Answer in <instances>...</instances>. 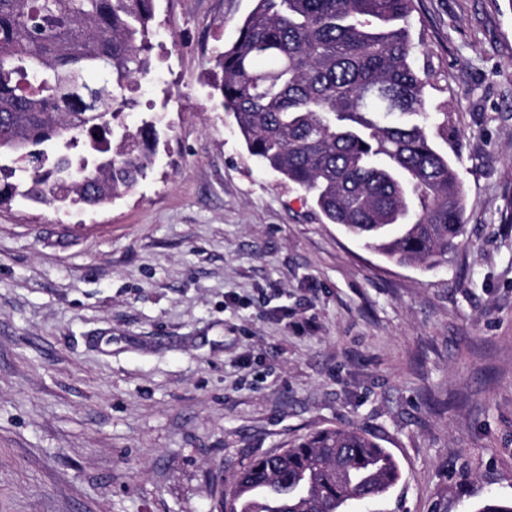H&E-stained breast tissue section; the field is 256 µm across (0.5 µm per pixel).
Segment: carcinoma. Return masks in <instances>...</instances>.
Returning a JSON list of instances; mask_svg holds the SVG:
<instances>
[{"label": "carcinoma", "mask_w": 512, "mask_h": 512, "mask_svg": "<svg viewBox=\"0 0 512 512\" xmlns=\"http://www.w3.org/2000/svg\"><path fill=\"white\" fill-rule=\"evenodd\" d=\"M156 0H0V207L103 208L152 164L151 117L112 124L147 74ZM415 0H254L215 57L214 89L249 153L332 224L401 266L468 241L465 194L430 137L408 20ZM400 479L367 433L320 429L243 466L220 512H347Z\"/></svg>", "instance_id": "obj_1"}]
</instances>
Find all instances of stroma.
Returning <instances> with one entry per match:
<instances>
[{"mask_svg":"<svg viewBox=\"0 0 512 512\" xmlns=\"http://www.w3.org/2000/svg\"><path fill=\"white\" fill-rule=\"evenodd\" d=\"M253 0H156L153 164L97 210L0 208V512H213L214 480L327 427L399 464L350 512L512 502V0H418L469 242L393 265L264 169L213 95Z\"/></svg>","mask_w":512,"mask_h":512,"instance_id":"stroma-1","label":"stroma"}]
</instances>
